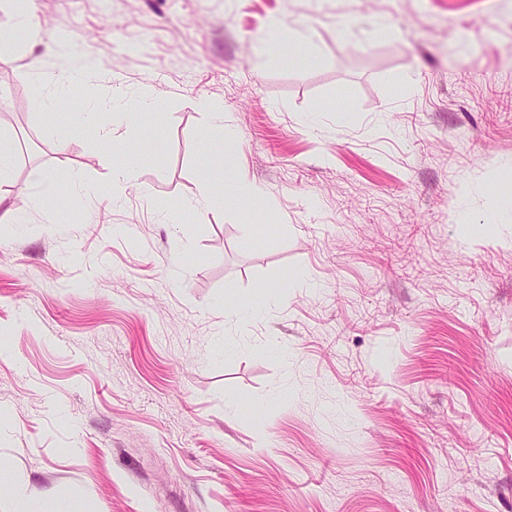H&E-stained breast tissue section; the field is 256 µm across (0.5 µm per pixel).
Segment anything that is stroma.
<instances>
[{
  "instance_id": "1",
  "label": "stroma",
  "mask_w": 512,
  "mask_h": 512,
  "mask_svg": "<svg viewBox=\"0 0 512 512\" xmlns=\"http://www.w3.org/2000/svg\"><path fill=\"white\" fill-rule=\"evenodd\" d=\"M28 7L42 39L0 46L14 491L76 512H512V0ZM274 21L290 52L263 43ZM49 39L95 69L34 82L31 58L68 64ZM116 89L157 111L108 145L109 115L72 118ZM129 156L148 196L86 193Z\"/></svg>"
}]
</instances>
